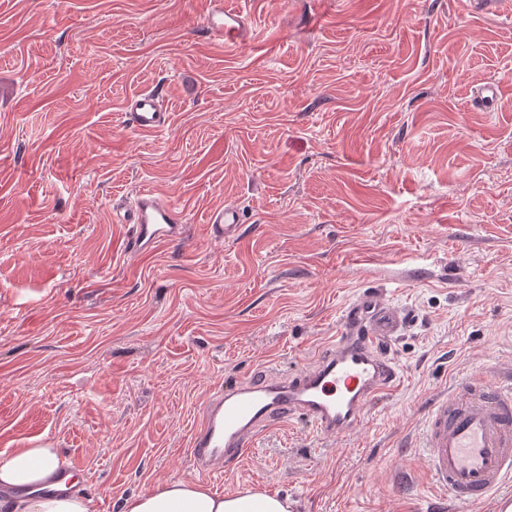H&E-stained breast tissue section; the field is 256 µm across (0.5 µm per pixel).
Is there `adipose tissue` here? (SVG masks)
<instances>
[{"mask_svg":"<svg viewBox=\"0 0 512 512\" xmlns=\"http://www.w3.org/2000/svg\"><path fill=\"white\" fill-rule=\"evenodd\" d=\"M70 466L49 442L1 454L0 512H92L91 498L60 480ZM118 512H291V505L261 492L219 496L178 479L125 498Z\"/></svg>","mask_w":512,"mask_h":512,"instance_id":"1","label":"adipose tissue"}]
</instances>
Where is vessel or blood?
<instances>
[{
  "instance_id": "vessel-or-blood-1",
  "label": "vessel or blood",
  "mask_w": 512,
  "mask_h": 512,
  "mask_svg": "<svg viewBox=\"0 0 512 512\" xmlns=\"http://www.w3.org/2000/svg\"><path fill=\"white\" fill-rule=\"evenodd\" d=\"M204 26L228 48L250 38V16L235 0H211ZM125 117L141 134L164 131L171 122L162 96L153 90L133 94ZM116 211L118 221L132 227L130 251L147 252L185 237L182 211L156 189L137 190ZM242 221L235 205L215 209L207 218L215 240ZM401 324L400 311L382 291H366L344 311L340 336L312 363L287 374L267 370L259 379L238 378L215 387L190 435L193 468L208 478L222 476L264 430L296 416L326 439L360 430L366 406L397 383L387 350ZM419 446L434 488L457 504L491 500L495 512L512 506V497L501 492L512 482V387L481 376L460 379L431 403Z\"/></svg>"
}]
</instances>
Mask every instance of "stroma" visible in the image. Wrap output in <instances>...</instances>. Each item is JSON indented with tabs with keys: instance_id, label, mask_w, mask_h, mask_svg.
I'll return each mask as SVG.
<instances>
[{
	"instance_id": "1",
	"label": "stroma",
	"mask_w": 512,
	"mask_h": 512,
	"mask_svg": "<svg viewBox=\"0 0 512 512\" xmlns=\"http://www.w3.org/2000/svg\"><path fill=\"white\" fill-rule=\"evenodd\" d=\"M209 7L0 0V454L53 441L93 512L195 479L212 388L296 368L381 289L406 316L402 381L361 432L273 425L207 485L294 512H457L417 443L455 380L512 365V9L248 0L257 37L230 51ZM144 89L164 132L124 122ZM143 186L187 232L134 257L112 207ZM227 204L245 221L214 248Z\"/></svg>"
}]
</instances>
